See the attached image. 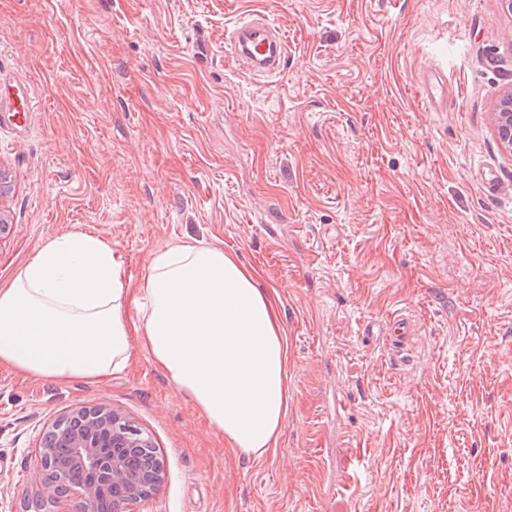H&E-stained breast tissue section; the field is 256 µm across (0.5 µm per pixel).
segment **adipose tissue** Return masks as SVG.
I'll use <instances>...</instances> for the list:
<instances>
[{
	"label": "adipose tissue",
	"instance_id": "adipose-tissue-1",
	"mask_svg": "<svg viewBox=\"0 0 512 512\" xmlns=\"http://www.w3.org/2000/svg\"><path fill=\"white\" fill-rule=\"evenodd\" d=\"M135 337L238 456L260 459L275 448L288 412L278 294L223 246L168 244L134 285L108 242L71 231L48 240L0 289V365L22 375L107 378L125 368Z\"/></svg>",
	"mask_w": 512,
	"mask_h": 512
}]
</instances>
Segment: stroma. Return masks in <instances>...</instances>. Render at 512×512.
I'll use <instances>...</instances> for the list:
<instances>
[{
  "instance_id": "stroma-1",
  "label": "stroma",
  "mask_w": 512,
  "mask_h": 512,
  "mask_svg": "<svg viewBox=\"0 0 512 512\" xmlns=\"http://www.w3.org/2000/svg\"><path fill=\"white\" fill-rule=\"evenodd\" d=\"M247 12L288 40L258 82L226 39ZM0 66L36 100L26 130L0 127V288L73 230L136 283L171 242L220 244L277 290L288 354V414L259 460L141 344L104 383L0 366L1 506L21 512L43 434L96 404L164 461L136 512H512L500 0H0ZM398 314L408 350L363 337Z\"/></svg>"
}]
</instances>
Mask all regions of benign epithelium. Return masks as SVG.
<instances>
[{"instance_id":"obj_1","label":"benign epithelium","mask_w":512,"mask_h":512,"mask_svg":"<svg viewBox=\"0 0 512 512\" xmlns=\"http://www.w3.org/2000/svg\"><path fill=\"white\" fill-rule=\"evenodd\" d=\"M493 130L501 149L512 155V87L499 98L492 112ZM94 425L68 435L64 449L43 446L41 470L34 477L35 498L57 504L75 496L74 510L88 512L104 488L114 491L112 512H134V506L156 493L164 482V461L157 457L131 474L122 448L138 444L126 440L119 426L134 422L122 412L98 405H84Z\"/></svg>"}]
</instances>
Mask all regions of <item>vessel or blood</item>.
<instances>
[{"instance_id":"obj_1","label":"vessel or blood","mask_w":512,"mask_h":512,"mask_svg":"<svg viewBox=\"0 0 512 512\" xmlns=\"http://www.w3.org/2000/svg\"><path fill=\"white\" fill-rule=\"evenodd\" d=\"M229 42L242 69L252 78L264 79L280 72L288 46L283 32L259 13L242 17L232 28ZM32 109V94L25 81L0 72V120L25 126ZM412 323L404 317L385 325L383 336L394 351L410 345Z\"/></svg>"}]
</instances>
